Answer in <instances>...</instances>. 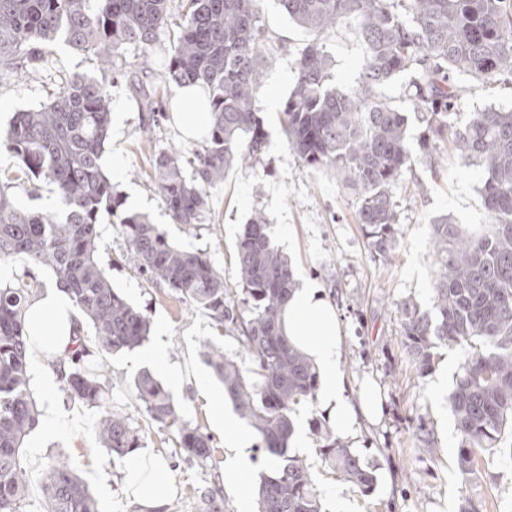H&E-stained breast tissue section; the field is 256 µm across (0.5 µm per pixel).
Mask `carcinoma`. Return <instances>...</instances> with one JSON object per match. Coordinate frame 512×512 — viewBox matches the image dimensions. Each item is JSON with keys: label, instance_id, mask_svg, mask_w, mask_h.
<instances>
[{"label": "carcinoma", "instance_id": "obj_1", "mask_svg": "<svg viewBox=\"0 0 512 512\" xmlns=\"http://www.w3.org/2000/svg\"><path fill=\"white\" fill-rule=\"evenodd\" d=\"M0 0V74H19L24 59L50 55L63 42L97 62L103 74L127 68L123 51L140 50L148 67L158 31L169 28L167 80L200 85L211 112L209 132L189 152L160 151L153 182L172 223L201 224L210 210L209 190L226 170L255 162L267 133L259 110L271 36L258 0ZM290 22L315 35L295 62V83L283 103L281 132L304 166L331 173L357 200L358 223L375 256L395 249L398 212L392 186L412 164L410 119L421 127L418 146L447 134L467 161L486 170L481 194L487 230L470 233L442 215L431 221L434 303L399 304L405 344L420 374L434 366L438 349L461 348L465 360L448 395L461 444L462 479L476 473L480 452L497 448L512 432V111L472 113L453 125L460 93L456 76L486 85L512 76V0H278ZM357 23L366 58L358 85L347 92L329 85L331 56L319 43L339 19ZM408 73L413 113L402 111L382 89ZM134 98L147 120L165 117L154 108V87L134 79ZM111 122L102 80L88 74L62 78L52 100L14 114L0 133V147L19 160L20 175L56 190L60 210L41 213L18 206L13 178L0 177V263L50 268L94 329L106 353L140 346L149 333L146 315L115 288L99 245L104 221L125 240L137 269L151 286L166 287L237 334L245 357L235 360L214 343L207 363L224 385L238 416L260 438L271 470L260 475L258 512H321L311 472L289 454L293 413L316 400L318 375L311 360L284 335L280 314L297 286L288 259L272 243L269 220L255 213L237 240L240 291L202 251L182 248L147 216L122 209L120 193L101 159ZM31 289L0 287V512H22L28 495L23 461L26 438L38 423L30 389V336L24 310ZM50 366L67 399L100 407L98 433L107 452L126 457L141 447V430L107 405L102 366L89 361L84 336ZM134 395L149 418L176 430L189 461L212 458V438L181 420L180 406L149 372L134 381ZM324 442L325 464L365 496L377 485L376 469L356 450L314 422ZM43 512H97L87 486L68 463L55 462L43 476Z\"/></svg>", "mask_w": 512, "mask_h": 512}]
</instances>
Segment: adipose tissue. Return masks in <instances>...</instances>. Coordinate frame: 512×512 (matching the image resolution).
<instances>
[{
	"label": "adipose tissue",
	"instance_id": "ef3b65f1",
	"mask_svg": "<svg viewBox=\"0 0 512 512\" xmlns=\"http://www.w3.org/2000/svg\"><path fill=\"white\" fill-rule=\"evenodd\" d=\"M202 95V89L194 85L179 91L180 98L191 104L189 111L178 113L176 117L178 130L185 139H199L211 127L210 112L199 106ZM25 322L32 337L34 369L39 372L45 388H52L53 379L44 373L42 359L46 353L61 355L70 348L77 332V309L65 292L54 288L29 301ZM283 322L290 339L318 368V398L322 406L334 415L338 432L351 434L356 414H372L379 404L368 397L356 409L345 395L344 376L338 361L340 328L334 305L323 289L306 282L293 291ZM210 407L216 423L224 427V482L240 497H247L253 436L234 417L224 415L219 398H211ZM124 481L147 512H164L171 473L157 458L139 457L126 468Z\"/></svg>",
	"mask_w": 512,
	"mask_h": 512
}]
</instances>
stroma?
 Masks as SVG:
<instances>
[{
  "label": "stroma",
  "instance_id": "1",
  "mask_svg": "<svg viewBox=\"0 0 512 512\" xmlns=\"http://www.w3.org/2000/svg\"><path fill=\"white\" fill-rule=\"evenodd\" d=\"M258 8L273 36L259 96L282 101L293 86L295 61L313 37L288 22L277 0H259ZM169 44L167 31H160L149 67L139 74L142 82L155 86L157 106L167 114L159 125L144 128L126 80L108 83L111 124L102 166L126 211L148 215L177 244L205 252L223 270L231 289L237 286L239 229L252 214L263 212L270 221L272 242L290 258L298 281L324 288L334 303L345 394L355 404L365 387H373L382 408L376 417L359 419L355 434L347 439L377 469V487L368 496L338 478L322 460L321 442L311 428L316 419L330 423L327 409L317 403L297 409L295 418L308 431L310 443L299 456L313 475L324 512H344L349 502L356 512H459L466 498L483 504V512H512V455L506 450L512 435L504 437L503 450L483 456L475 482H462L457 468L460 439L448 393L464 355L457 349L441 350L432 371L419 374L404 344L398 313L400 302L408 297L425 309L433 305L432 218L447 214L469 229H485L488 216L480 194L484 168L462 158L448 138L436 142L431 160L414 159L393 186L399 218L396 251L383 261L370 251L357 221L355 198L338 187L332 174L302 164L282 137L277 110L264 105L260 112L267 147L260 160L226 173L223 184L211 192L203 223H172L150 179L153 153L169 147L186 152L193 144L179 135L170 117L179 100L177 89L166 81ZM325 44L333 59L331 86L354 88L365 61L354 21L340 20ZM97 72L86 55L57 44L53 56L30 62L22 78L0 81V127H7L14 112L48 103L63 76ZM457 81L463 88L458 123L488 108L512 110V83L489 86L465 75ZM100 258L110 269L113 287L143 310L151 324H165L164 335L150 333L147 341L162 343L170 364L181 370L182 382L171 393L183 421L213 439L211 460L181 461L173 433L150 421L135 401L130 384L150 368L139 350L91 354V361L105 364L110 406L141 428L142 452L158 456L170 469L168 512H203L199 494L204 490L223 497L225 512H241L242 503L224 483V431L215 424L205 398L206 393L224 390L205 361V346L213 342L226 355L241 358L235 335L170 290L147 286L122 236L109 224L102 229ZM32 389L38 408L55 404L59 418L39 421L26 441L29 491L24 512H41V481L54 461L67 462L78 472L98 512H142L123 483L126 459L108 454L98 438L99 410L67 401L61 389L46 391L37 380ZM422 424L432 431L434 447H422L416 440L415 431Z\"/></svg>",
  "mask_w": 512,
  "mask_h": 512
}]
</instances>
